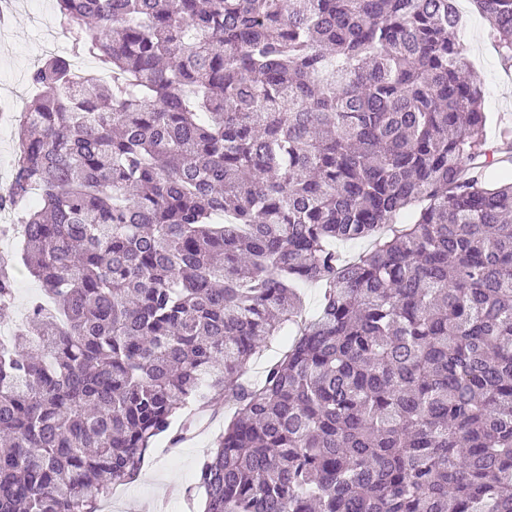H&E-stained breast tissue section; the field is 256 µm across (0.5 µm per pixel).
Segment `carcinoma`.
I'll return each mask as SVG.
<instances>
[{
	"label": "carcinoma",
	"mask_w": 512,
	"mask_h": 512,
	"mask_svg": "<svg viewBox=\"0 0 512 512\" xmlns=\"http://www.w3.org/2000/svg\"><path fill=\"white\" fill-rule=\"evenodd\" d=\"M472 3L511 64L512 0ZM56 7L112 81L29 75L0 306L20 264L46 300L0 345V512H99L225 396L202 512H512V131L454 0ZM287 336H279L271 342L268 350L257 358L251 359L244 368V378L256 381L259 380L267 366L268 360L280 356L286 350Z\"/></svg>",
	"instance_id": "carcinoma-1"
}]
</instances>
